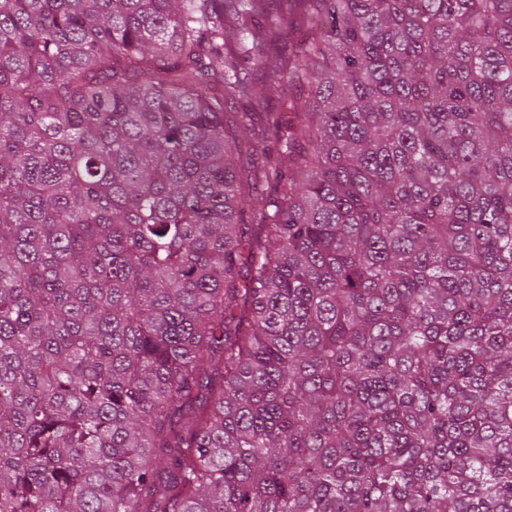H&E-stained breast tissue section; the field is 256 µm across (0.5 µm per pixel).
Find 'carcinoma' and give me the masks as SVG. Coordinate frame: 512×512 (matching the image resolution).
Returning <instances> with one entry per match:
<instances>
[{"label":"carcinoma","instance_id":"carcinoma-1","mask_svg":"<svg viewBox=\"0 0 512 512\" xmlns=\"http://www.w3.org/2000/svg\"><path fill=\"white\" fill-rule=\"evenodd\" d=\"M0 512H512V0H0Z\"/></svg>","mask_w":512,"mask_h":512}]
</instances>
